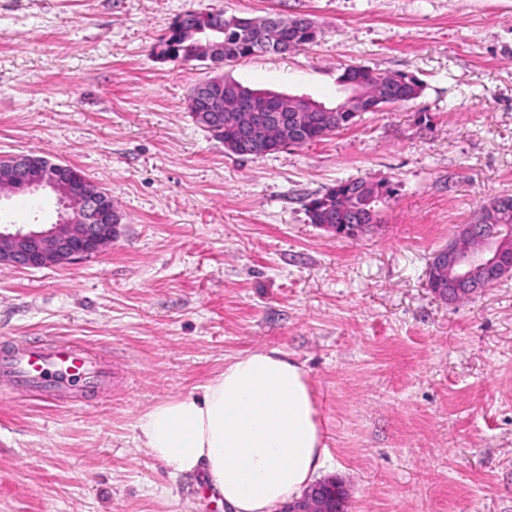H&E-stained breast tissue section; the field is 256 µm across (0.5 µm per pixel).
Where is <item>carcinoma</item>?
<instances>
[{
    "mask_svg": "<svg viewBox=\"0 0 512 512\" xmlns=\"http://www.w3.org/2000/svg\"><path fill=\"white\" fill-rule=\"evenodd\" d=\"M224 23V55L223 61L235 62L261 54L252 40L243 33V30L251 27H259L264 21L242 17L224 16V11H211L200 13L197 22L202 27L210 26L216 22ZM318 31L308 32L306 29L295 28L286 32V39L292 42L294 49H300L314 43ZM161 42H167L174 46L176 55L182 61L196 59V46L191 40L179 39L173 28H168ZM391 75L381 74L369 68L349 65L338 76V82L348 83L359 90L361 104L338 106L331 112H306L304 113V133L299 145L304 146L321 141L343 129L351 127L356 118L366 112L374 111L381 105L378 98L389 96L388 103H403L416 98L420 92V83L407 74H395L393 81L387 85L380 84V78ZM209 122L203 124V128L213 136L224 142V146L234 144L240 137L237 127L230 123L226 117L208 115ZM391 198V189L383 181L348 180L339 182L333 188L327 190L321 196L312 200V205L307 207L308 218L312 224H320L328 221L331 224H352L354 231L350 237L359 236L373 225L380 223V205ZM479 215L483 216L487 224H511L512 225V201L507 208L491 211L487 204H482Z\"/></svg>",
    "mask_w": 512,
    "mask_h": 512,
    "instance_id": "1",
    "label": "carcinoma"
}]
</instances>
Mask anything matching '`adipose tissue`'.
Listing matches in <instances>:
<instances>
[{
  "label": "adipose tissue",
  "mask_w": 512,
  "mask_h": 512,
  "mask_svg": "<svg viewBox=\"0 0 512 512\" xmlns=\"http://www.w3.org/2000/svg\"><path fill=\"white\" fill-rule=\"evenodd\" d=\"M142 447L199 476L226 512H277L329 460L306 370L288 352L238 355L202 387L138 420Z\"/></svg>",
  "instance_id": "adipose-tissue-1"
}]
</instances>
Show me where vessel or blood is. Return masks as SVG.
Wrapping results in <instances>:
<instances>
[{
	"instance_id": "vessel-or-blood-1",
	"label": "vessel or blood",
	"mask_w": 512,
	"mask_h": 512,
	"mask_svg": "<svg viewBox=\"0 0 512 512\" xmlns=\"http://www.w3.org/2000/svg\"><path fill=\"white\" fill-rule=\"evenodd\" d=\"M0 371L8 373L31 392L54 399L71 383H103L105 371L92 352L57 338L17 345L5 359Z\"/></svg>"
}]
</instances>
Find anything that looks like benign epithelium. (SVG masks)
<instances>
[{"instance_id":"benign-epithelium-1","label":"benign epithelium","mask_w":512,"mask_h":512,"mask_svg":"<svg viewBox=\"0 0 512 512\" xmlns=\"http://www.w3.org/2000/svg\"><path fill=\"white\" fill-rule=\"evenodd\" d=\"M285 23L271 20L256 33L265 52L285 53L281 38ZM222 77L215 76L196 87L189 108L197 118L207 112H227L241 128L237 154H249L273 144L295 143L300 138L302 117L268 97L245 91L224 96ZM50 190L59 205L58 219L47 228L38 224H0V265L14 269L47 268L100 253L116 237L119 215L109 205L110 193L86 178L60 181L50 166L29 154L14 156V163L0 182V198L12 193ZM459 238L435 254L436 278L450 279L457 298H469L502 280L512 268V226L461 224ZM483 246L470 247V239ZM284 512H347L343 488L334 480L320 482L290 502Z\"/></svg>"}]
</instances>
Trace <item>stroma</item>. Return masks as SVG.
Masks as SVG:
<instances>
[{"mask_svg": "<svg viewBox=\"0 0 512 512\" xmlns=\"http://www.w3.org/2000/svg\"><path fill=\"white\" fill-rule=\"evenodd\" d=\"M312 19L316 42L221 65L157 59L180 15ZM401 72L420 95L261 157L188 109L221 73L339 96L342 67ZM79 169L122 217L59 267L0 266V350L59 336L108 379L45 401L0 375V512H224L136 439L154 404L232 357L301 362L348 512H512V277L448 303L434 254L512 195V0H0V158ZM386 181L355 238L310 224L338 182Z\"/></svg>", "mask_w": 512, "mask_h": 512, "instance_id": "obj_1", "label": "stroma"}]
</instances>
